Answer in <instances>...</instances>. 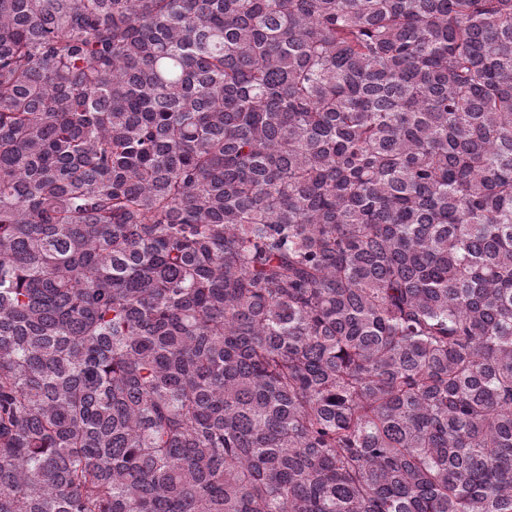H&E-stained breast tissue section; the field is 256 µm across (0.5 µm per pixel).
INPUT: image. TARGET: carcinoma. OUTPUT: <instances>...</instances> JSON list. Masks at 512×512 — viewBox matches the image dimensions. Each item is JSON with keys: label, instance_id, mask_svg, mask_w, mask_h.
<instances>
[{"label": "carcinoma", "instance_id": "1", "mask_svg": "<svg viewBox=\"0 0 512 512\" xmlns=\"http://www.w3.org/2000/svg\"><path fill=\"white\" fill-rule=\"evenodd\" d=\"M0 512H512V0H0Z\"/></svg>", "mask_w": 512, "mask_h": 512}]
</instances>
